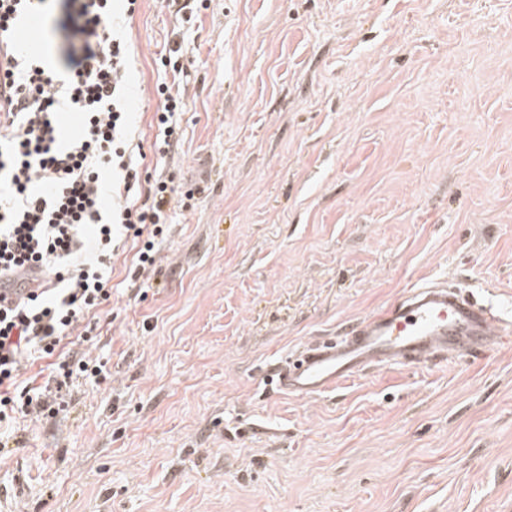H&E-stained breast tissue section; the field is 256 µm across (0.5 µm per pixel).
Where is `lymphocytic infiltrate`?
<instances>
[{"label":"lymphocytic infiltrate","mask_w":512,"mask_h":512,"mask_svg":"<svg viewBox=\"0 0 512 512\" xmlns=\"http://www.w3.org/2000/svg\"><path fill=\"white\" fill-rule=\"evenodd\" d=\"M137 0H0V35L36 12L52 19L58 66L38 54H15L8 72L9 123L0 131V272L44 268L55 285L0 307V424L17 416L53 418L64 412L73 377L99 380L103 362L72 360L63 342L93 340L88 318L112 297V258L120 232L140 240L132 282L148 287L156 265L155 239L169 222L178 192L173 175L142 177L128 149L125 89L129 47L118 30ZM158 154L178 142V112L186 103L158 86ZM78 120L73 135L58 123L61 105ZM52 358L43 385L24 387L20 370L29 351Z\"/></svg>","instance_id":"obj_1"}]
</instances>
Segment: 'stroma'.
I'll return each instance as SVG.
<instances>
[{"instance_id":"1","label":"stroma","mask_w":512,"mask_h":512,"mask_svg":"<svg viewBox=\"0 0 512 512\" xmlns=\"http://www.w3.org/2000/svg\"><path fill=\"white\" fill-rule=\"evenodd\" d=\"M131 134L179 193L104 381L0 447L10 512H512V347L297 398L306 342L445 283L512 321V0H162L123 19ZM181 42L180 147L151 152Z\"/></svg>"}]
</instances>
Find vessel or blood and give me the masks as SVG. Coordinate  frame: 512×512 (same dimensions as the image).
<instances>
[{
  "label": "vessel or blood",
  "mask_w": 512,
  "mask_h": 512,
  "mask_svg": "<svg viewBox=\"0 0 512 512\" xmlns=\"http://www.w3.org/2000/svg\"><path fill=\"white\" fill-rule=\"evenodd\" d=\"M38 269H23L0 284V304H17L47 287ZM512 342V323L462 289L444 284L412 286L392 305L345 327L340 335L304 344L271 369V388L299 397L322 395L387 366L478 357Z\"/></svg>",
  "instance_id": "obj_1"
}]
</instances>
